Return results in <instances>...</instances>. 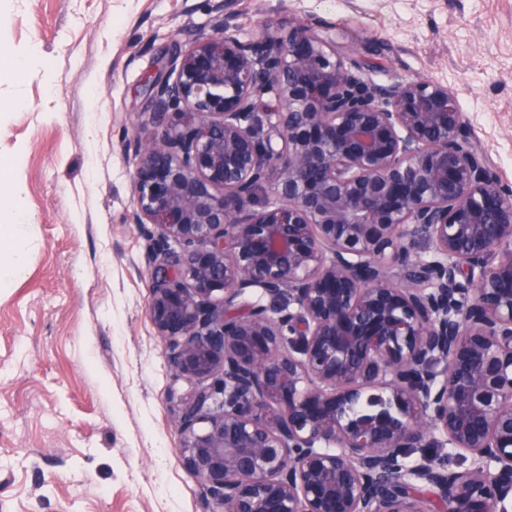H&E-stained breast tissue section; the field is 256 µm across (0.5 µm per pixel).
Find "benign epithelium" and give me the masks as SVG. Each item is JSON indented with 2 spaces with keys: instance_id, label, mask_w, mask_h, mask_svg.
I'll list each match as a JSON object with an SVG mask.
<instances>
[{
  "instance_id": "benign-epithelium-1",
  "label": "benign epithelium",
  "mask_w": 512,
  "mask_h": 512,
  "mask_svg": "<svg viewBox=\"0 0 512 512\" xmlns=\"http://www.w3.org/2000/svg\"><path fill=\"white\" fill-rule=\"evenodd\" d=\"M229 5L136 139L150 317L213 380L183 465L218 512H512V186L448 86L364 79L317 18L244 42Z\"/></svg>"
}]
</instances>
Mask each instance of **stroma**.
<instances>
[{"instance_id":"1","label":"stroma","mask_w":512,"mask_h":512,"mask_svg":"<svg viewBox=\"0 0 512 512\" xmlns=\"http://www.w3.org/2000/svg\"><path fill=\"white\" fill-rule=\"evenodd\" d=\"M217 0H0V191L25 196L24 274L0 291V512H210L178 457L187 382L157 336L132 142L146 86ZM237 35L316 16L363 78L448 85L512 184V0H232ZM37 45L54 85L23 75ZM94 143H87V133Z\"/></svg>"}]
</instances>
